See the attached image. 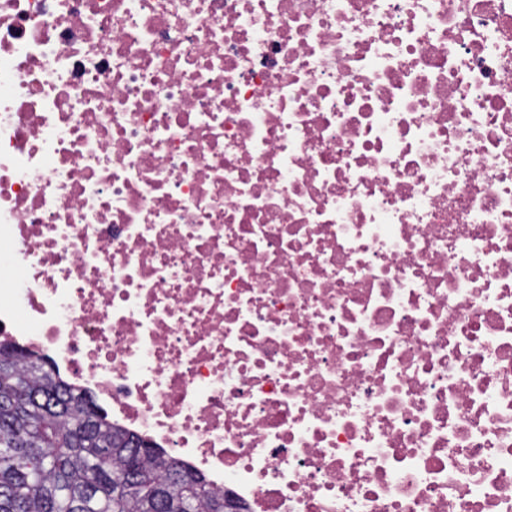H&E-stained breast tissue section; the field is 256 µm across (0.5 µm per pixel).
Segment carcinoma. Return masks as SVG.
<instances>
[{
  "label": "carcinoma",
  "mask_w": 512,
  "mask_h": 512,
  "mask_svg": "<svg viewBox=\"0 0 512 512\" xmlns=\"http://www.w3.org/2000/svg\"><path fill=\"white\" fill-rule=\"evenodd\" d=\"M112 426L87 395L35 358L0 363V512H223L197 470Z\"/></svg>",
  "instance_id": "obj_1"
}]
</instances>
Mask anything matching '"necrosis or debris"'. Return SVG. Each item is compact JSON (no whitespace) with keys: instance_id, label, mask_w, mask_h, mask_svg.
<instances>
[{"instance_id":"1","label":"necrosis or debris","mask_w":512,"mask_h":512,"mask_svg":"<svg viewBox=\"0 0 512 512\" xmlns=\"http://www.w3.org/2000/svg\"><path fill=\"white\" fill-rule=\"evenodd\" d=\"M0 338L249 512H512V0H0Z\"/></svg>"}]
</instances>
